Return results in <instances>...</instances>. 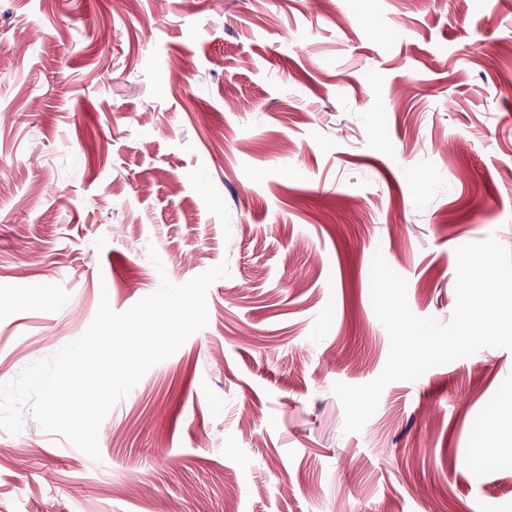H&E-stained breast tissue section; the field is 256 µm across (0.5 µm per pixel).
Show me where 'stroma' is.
<instances>
[{
    "label": "stroma",
    "instance_id": "obj_1",
    "mask_svg": "<svg viewBox=\"0 0 512 512\" xmlns=\"http://www.w3.org/2000/svg\"><path fill=\"white\" fill-rule=\"evenodd\" d=\"M512 249L500 0H0V384L226 264L100 460L24 409L0 512H512V350L395 381L375 254L449 323L456 250ZM161 263L153 265L150 252ZM485 440H488L487 445L483 443L479 448H473L475 457L490 464H495L500 460H511L512 435L510 432L501 433L500 430H496L493 433H488Z\"/></svg>",
    "mask_w": 512,
    "mask_h": 512
}]
</instances>
